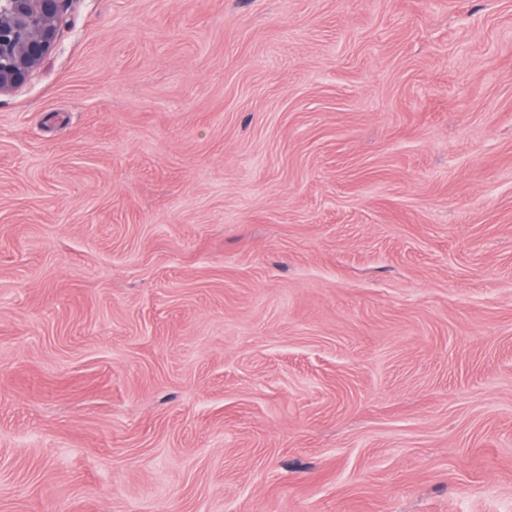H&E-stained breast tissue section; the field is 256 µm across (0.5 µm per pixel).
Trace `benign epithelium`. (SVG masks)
<instances>
[{
	"mask_svg": "<svg viewBox=\"0 0 512 512\" xmlns=\"http://www.w3.org/2000/svg\"><path fill=\"white\" fill-rule=\"evenodd\" d=\"M67 0H0V94L23 86L58 48Z\"/></svg>",
	"mask_w": 512,
	"mask_h": 512,
	"instance_id": "benign-epithelium-1",
	"label": "benign epithelium"
}]
</instances>
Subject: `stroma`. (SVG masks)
Wrapping results in <instances>:
<instances>
[{"mask_svg":"<svg viewBox=\"0 0 512 512\" xmlns=\"http://www.w3.org/2000/svg\"><path fill=\"white\" fill-rule=\"evenodd\" d=\"M0 512H512V0H68Z\"/></svg>","mask_w":512,"mask_h":512,"instance_id":"35a3bbf8","label":"stroma"}]
</instances>
